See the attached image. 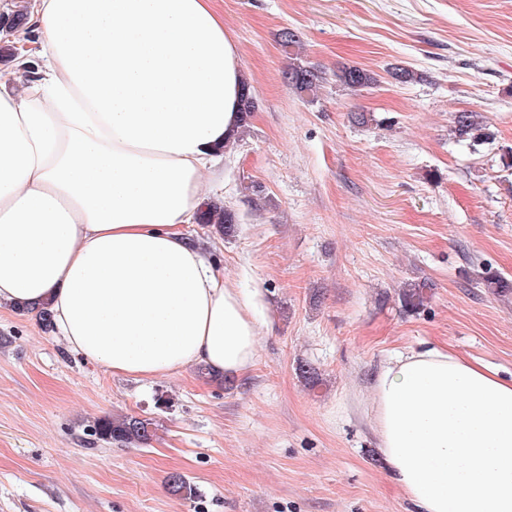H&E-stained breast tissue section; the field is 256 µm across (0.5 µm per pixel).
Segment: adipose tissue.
<instances>
[{"mask_svg": "<svg viewBox=\"0 0 512 512\" xmlns=\"http://www.w3.org/2000/svg\"><path fill=\"white\" fill-rule=\"evenodd\" d=\"M0 70V311L47 307L86 363L241 376L270 318L188 231L240 132L246 77L212 0H38ZM374 430L412 512H512V379L395 353Z\"/></svg>", "mask_w": 512, "mask_h": 512, "instance_id": "1", "label": "adipose tissue"}]
</instances>
